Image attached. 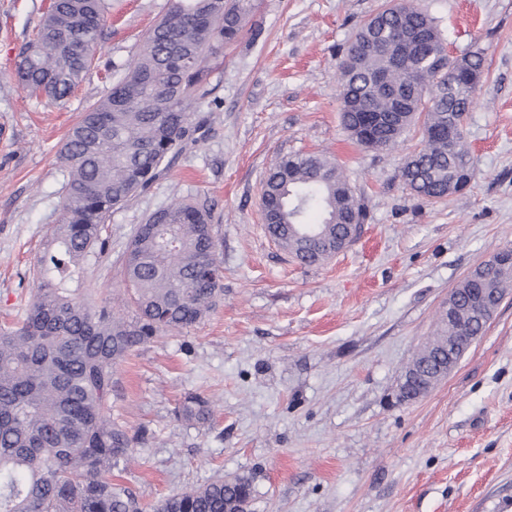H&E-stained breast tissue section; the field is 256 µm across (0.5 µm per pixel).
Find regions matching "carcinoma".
Wrapping results in <instances>:
<instances>
[{"label": "carcinoma", "mask_w": 512, "mask_h": 512, "mask_svg": "<svg viewBox=\"0 0 512 512\" xmlns=\"http://www.w3.org/2000/svg\"><path fill=\"white\" fill-rule=\"evenodd\" d=\"M255 0H171L122 77L86 108L60 149L68 169L62 217L40 260L25 318L0 329V512H147L115 482L133 439L112 422L113 367L154 338L201 321L224 293L210 212L176 200L137 225L121 267L123 293L103 305L81 287V263L104 251L112 209L147 189L178 154L190 108L211 93L208 57L239 40ZM107 0H57L20 55L15 78L29 94L65 104L87 74L107 21ZM413 30L407 53L395 38ZM481 51L448 54L436 20L389 2L358 30L338 64L342 120L358 144L390 149L421 123V147L401 168L416 195L460 193L475 177L464 121L484 73ZM380 119L365 136L362 115ZM264 229L303 265L333 254L347 225L366 213L342 172L322 154L283 157L263 189ZM480 263L460 288H509L512 269ZM411 363H448L438 342ZM178 414L205 420L209 401L184 397ZM246 477L215 481L160 500L152 512H239Z\"/></svg>", "instance_id": "1"}]
</instances>
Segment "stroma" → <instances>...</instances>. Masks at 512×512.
<instances>
[{
  "label": "stroma",
  "mask_w": 512,
  "mask_h": 512,
  "mask_svg": "<svg viewBox=\"0 0 512 512\" xmlns=\"http://www.w3.org/2000/svg\"><path fill=\"white\" fill-rule=\"evenodd\" d=\"M381 0H257L213 60L212 93L174 165L104 224L83 261L97 301L122 287L137 224L178 199L209 209L224 294L196 325L115 369L112 418L134 436L121 484L145 505L234 476L249 512H512V293L447 380L411 403L394 390L448 293L512 247V0H416L457 57L486 62L465 137L476 178L432 203L400 177L421 145L391 151L345 131L336 67ZM171 0H112L91 67L68 102L27 96L14 72L48 0H0V326L20 318L61 215L60 147L123 75ZM335 159L368 219L323 263L293 261L265 233L261 196L278 157ZM211 402L180 419L187 394Z\"/></svg>",
  "instance_id": "obj_1"
}]
</instances>
